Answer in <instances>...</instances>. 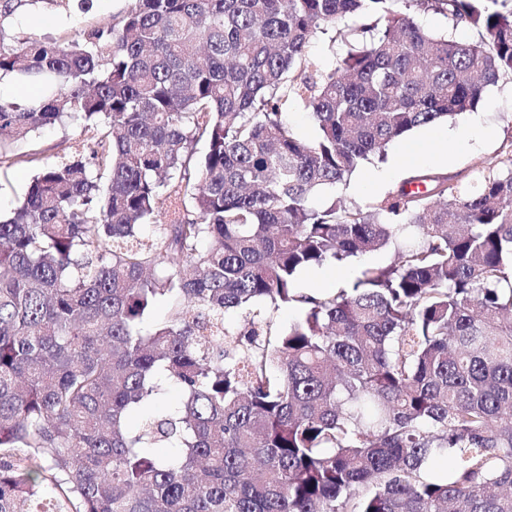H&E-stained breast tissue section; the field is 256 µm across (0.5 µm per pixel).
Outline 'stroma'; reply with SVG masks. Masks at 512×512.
<instances>
[{
	"label": "stroma",
	"mask_w": 512,
	"mask_h": 512,
	"mask_svg": "<svg viewBox=\"0 0 512 512\" xmlns=\"http://www.w3.org/2000/svg\"><path fill=\"white\" fill-rule=\"evenodd\" d=\"M130 5L131 0H93V7L89 12L52 11L44 21L29 7L23 6L15 11L10 23L15 32L23 36L40 38L46 35H71L123 15ZM474 115L482 117L487 126L493 129L492 137L481 139L466 151H450L447 160L442 162L429 158L400 166L395 165L394 159L402 144L393 142L387 147L385 158L372 156L364 160L347 184L315 194L311 199L312 204L320 207L336 197L367 210L405 179L429 172L454 176L462 179L467 186H476L483 166L499 160L506 151L512 149V77L502 78L497 84L489 86L484 102L475 114L464 113L456 116L448 121L447 126L451 129L464 126ZM81 131L80 122L68 121L31 133L26 139L19 141L18 146L24 151L38 152L45 161L52 162L74 150L82 138ZM386 166L390 167L391 172L378 190L360 191L359 185L363 180ZM394 260L395 250L391 247L350 258L345 266L324 268L322 286L330 291L351 287L364 266L384 267Z\"/></svg>",
	"instance_id": "1"
}]
</instances>
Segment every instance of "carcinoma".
<instances>
[{
    "label": "carcinoma",
    "mask_w": 512,
    "mask_h": 512,
    "mask_svg": "<svg viewBox=\"0 0 512 512\" xmlns=\"http://www.w3.org/2000/svg\"><path fill=\"white\" fill-rule=\"evenodd\" d=\"M27 1L72 2L0 0V78L39 89L0 99V166H36L0 215V512H512V151L472 191L308 204L512 75V0H132L25 40ZM329 27L347 52L324 66ZM74 116L88 156L14 152ZM390 243L350 288H296ZM130 0H94L89 12H46V21L39 19L28 6H21L10 18L12 28L21 36L40 38L46 35L58 37L73 35L75 32L111 21L112 17L123 15L131 6ZM344 49L341 44L332 45L326 36L318 34L313 40L309 48V54L311 57L319 60L324 65H332L343 54ZM309 112L303 107H291L285 112V120L300 138L313 140L318 131Z\"/></svg>",
    "instance_id": "carcinoma-1"
}]
</instances>
